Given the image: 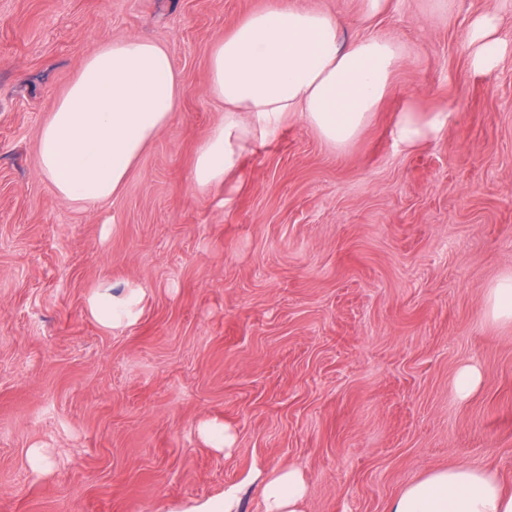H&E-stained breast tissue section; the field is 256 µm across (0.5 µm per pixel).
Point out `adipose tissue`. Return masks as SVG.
<instances>
[{"mask_svg":"<svg viewBox=\"0 0 512 512\" xmlns=\"http://www.w3.org/2000/svg\"><path fill=\"white\" fill-rule=\"evenodd\" d=\"M340 17L274 6L244 17L208 59L211 94L224 120L199 144L191 184L199 194L229 185L244 158L274 138L297 113L326 142L342 148L377 112L390 89L402 47L369 38L347 42ZM467 39L476 70H494L512 48L495 16L472 22ZM177 77L164 46L140 37L102 44L82 66L40 129L41 173L70 203H98L124 186L147 145L171 121ZM446 112L408 104L393 130L412 148L437 137ZM145 291L99 295L90 311L99 322L133 324ZM263 512H304L307 484L295 467H279L260 484ZM388 512H512V491L496 472L457 463L411 483Z\"/></svg>","mask_w":512,"mask_h":512,"instance_id":"obj_1","label":"adipose tissue"}]
</instances>
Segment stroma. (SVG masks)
Masks as SVG:
<instances>
[{"instance_id": "35a3bbf8", "label": "stroma", "mask_w": 512, "mask_h": 512, "mask_svg": "<svg viewBox=\"0 0 512 512\" xmlns=\"http://www.w3.org/2000/svg\"><path fill=\"white\" fill-rule=\"evenodd\" d=\"M272 6L404 55L347 147L293 116L232 191L199 195L196 150L224 118L210 51ZM481 13L512 34V0H386L372 18L363 0H0V512H215L229 487L263 512L261 479L289 463L305 512H388L458 462L512 488V324L484 314L512 275V50L471 68ZM132 35L169 52L173 118L112 199L65 202L39 131L84 57ZM408 103L449 114L413 150L391 135ZM136 286L134 324L90 314ZM466 364L481 381L463 399Z\"/></svg>"}]
</instances>
